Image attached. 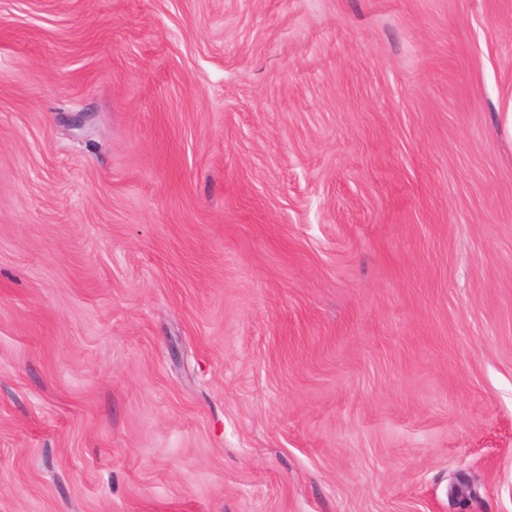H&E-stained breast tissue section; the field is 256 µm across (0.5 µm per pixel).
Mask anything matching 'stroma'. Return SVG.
Segmentation results:
<instances>
[{
  "label": "stroma",
  "mask_w": 512,
  "mask_h": 512,
  "mask_svg": "<svg viewBox=\"0 0 512 512\" xmlns=\"http://www.w3.org/2000/svg\"><path fill=\"white\" fill-rule=\"evenodd\" d=\"M512 0H0V512H512Z\"/></svg>",
  "instance_id": "stroma-1"
}]
</instances>
